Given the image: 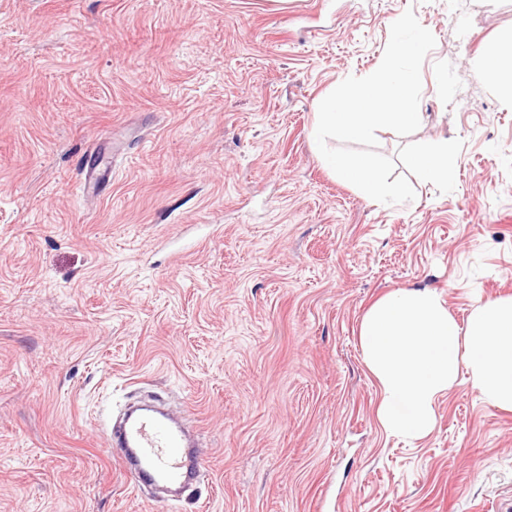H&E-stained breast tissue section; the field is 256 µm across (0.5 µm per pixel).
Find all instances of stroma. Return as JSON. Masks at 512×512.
Instances as JSON below:
<instances>
[{"instance_id":"stroma-1","label":"stroma","mask_w":512,"mask_h":512,"mask_svg":"<svg viewBox=\"0 0 512 512\" xmlns=\"http://www.w3.org/2000/svg\"><path fill=\"white\" fill-rule=\"evenodd\" d=\"M409 9L436 45L419 128L376 132L416 193L387 205L312 129ZM510 33L512 0H0V512H496L512 411L464 378L387 432L359 328L400 289L462 325L512 297V101L479 76ZM443 144L446 186L409 161ZM154 395L203 434L178 501L108 450ZM111 175V161L103 164L101 159L94 169L87 170L85 173L84 179L81 182V188L83 192L86 194L96 193L97 189L102 183L112 180Z\"/></svg>"}]
</instances>
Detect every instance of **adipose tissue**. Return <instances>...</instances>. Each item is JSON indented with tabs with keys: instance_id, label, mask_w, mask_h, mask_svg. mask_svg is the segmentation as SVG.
<instances>
[{
	"instance_id": "obj_1",
	"label": "adipose tissue",
	"mask_w": 512,
	"mask_h": 512,
	"mask_svg": "<svg viewBox=\"0 0 512 512\" xmlns=\"http://www.w3.org/2000/svg\"><path fill=\"white\" fill-rule=\"evenodd\" d=\"M359 336L382 389L377 417L390 432L429 435L438 396L464 370L485 401L512 410L511 297L477 303L463 328L435 291L401 289L370 307Z\"/></svg>"
}]
</instances>
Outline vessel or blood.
<instances>
[{"mask_svg": "<svg viewBox=\"0 0 512 512\" xmlns=\"http://www.w3.org/2000/svg\"><path fill=\"white\" fill-rule=\"evenodd\" d=\"M111 175L110 164H98L85 173L83 192L96 193ZM112 445L135 482L150 480L173 493L187 488L202 468L191 455L181 423L165 414L146 412L126 420L113 432Z\"/></svg>", "mask_w": 512, "mask_h": 512, "instance_id": "1", "label": "vessel or blood"}]
</instances>
